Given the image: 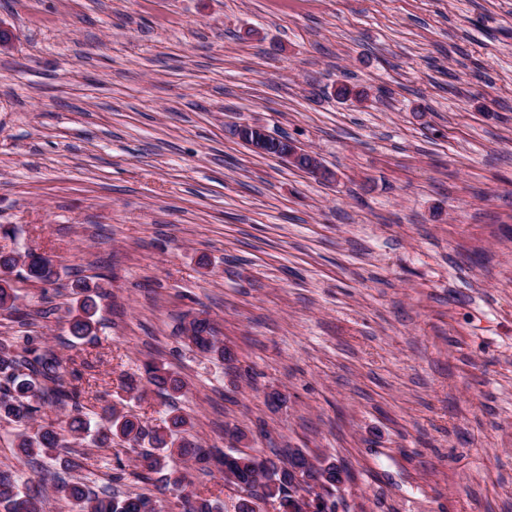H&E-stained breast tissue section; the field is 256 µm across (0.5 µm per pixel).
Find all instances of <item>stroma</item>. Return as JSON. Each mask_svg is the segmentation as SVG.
Masks as SVG:
<instances>
[{
    "label": "stroma",
    "instance_id": "35a3bbf8",
    "mask_svg": "<svg viewBox=\"0 0 512 512\" xmlns=\"http://www.w3.org/2000/svg\"><path fill=\"white\" fill-rule=\"evenodd\" d=\"M0 32V252L54 260L19 303L86 404L341 464L339 512H512V0H0ZM255 122L335 182L251 151ZM199 311L233 361L180 337ZM147 361L184 395L131 398ZM83 451L90 487L120 466L115 492L180 512L129 449ZM72 288L76 296L68 309V330L74 339L86 340L96 336L99 324L96 298L105 294L98 291L103 288L98 282L91 284L87 280L77 281Z\"/></svg>",
    "mask_w": 512,
    "mask_h": 512
}]
</instances>
